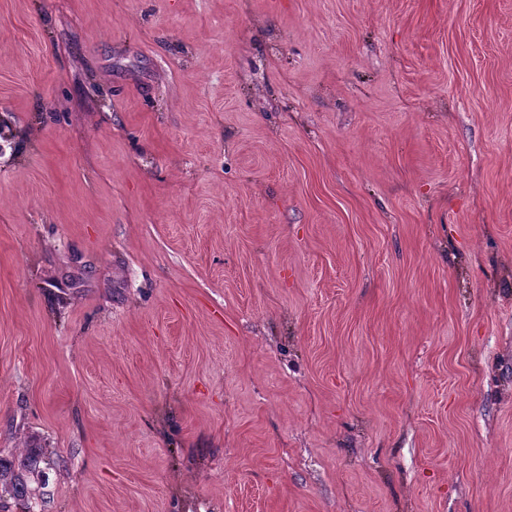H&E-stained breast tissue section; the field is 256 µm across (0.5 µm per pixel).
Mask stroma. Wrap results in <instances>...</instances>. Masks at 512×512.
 <instances>
[{
    "instance_id": "35a3bbf8",
    "label": "stroma",
    "mask_w": 512,
    "mask_h": 512,
    "mask_svg": "<svg viewBox=\"0 0 512 512\" xmlns=\"http://www.w3.org/2000/svg\"><path fill=\"white\" fill-rule=\"evenodd\" d=\"M31 512H512V0H0V458Z\"/></svg>"
}]
</instances>
